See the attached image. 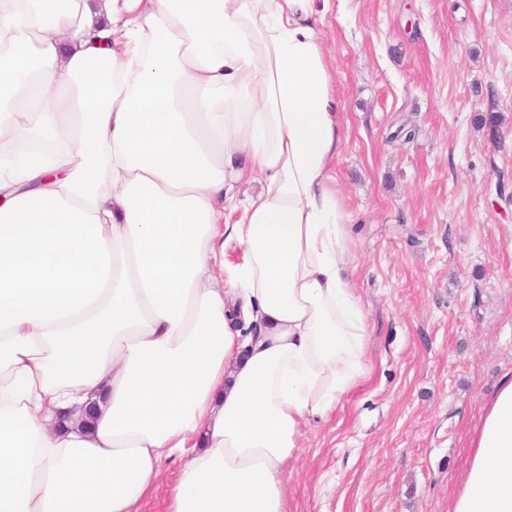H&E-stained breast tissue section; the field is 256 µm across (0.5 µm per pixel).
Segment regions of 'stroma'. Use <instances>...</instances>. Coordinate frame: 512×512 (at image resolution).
I'll return each mask as SVG.
<instances>
[{
	"mask_svg": "<svg viewBox=\"0 0 512 512\" xmlns=\"http://www.w3.org/2000/svg\"><path fill=\"white\" fill-rule=\"evenodd\" d=\"M366 373L302 428L289 512H448L512 374V0H330Z\"/></svg>",
	"mask_w": 512,
	"mask_h": 512,
	"instance_id": "1",
	"label": "stroma"
}]
</instances>
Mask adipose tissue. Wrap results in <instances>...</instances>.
Listing matches in <instances>:
<instances>
[{"label": "adipose tissue", "instance_id": "adipose-tissue-1", "mask_svg": "<svg viewBox=\"0 0 512 512\" xmlns=\"http://www.w3.org/2000/svg\"><path fill=\"white\" fill-rule=\"evenodd\" d=\"M39 139L0 170V512H141L170 458L166 512H288L369 334L313 0H0V158ZM468 448L448 512H512V377Z\"/></svg>", "mask_w": 512, "mask_h": 512}]
</instances>
